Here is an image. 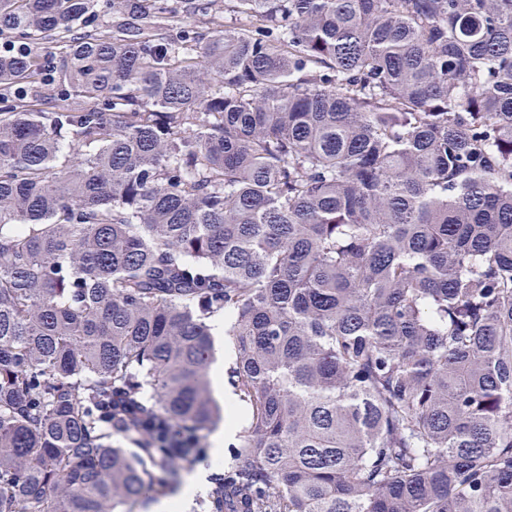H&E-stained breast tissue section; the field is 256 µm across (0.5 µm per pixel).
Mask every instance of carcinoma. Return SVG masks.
<instances>
[{
  "label": "carcinoma",
  "instance_id": "carcinoma-1",
  "mask_svg": "<svg viewBox=\"0 0 512 512\" xmlns=\"http://www.w3.org/2000/svg\"><path fill=\"white\" fill-rule=\"evenodd\" d=\"M2 36L64 99L0 55V512L206 457L219 316L249 424L200 512H512V0H0Z\"/></svg>",
  "mask_w": 512,
  "mask_h": 512
}]
</instances>
